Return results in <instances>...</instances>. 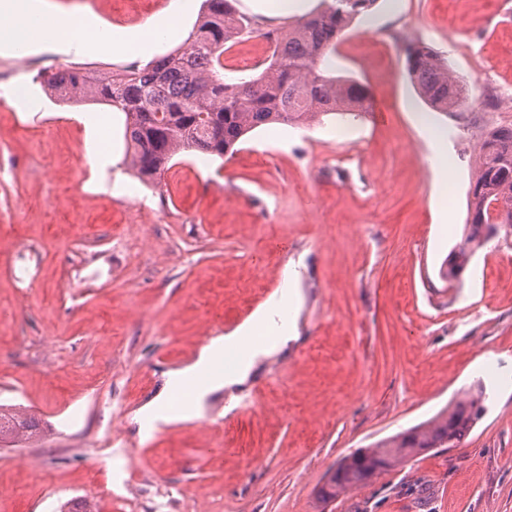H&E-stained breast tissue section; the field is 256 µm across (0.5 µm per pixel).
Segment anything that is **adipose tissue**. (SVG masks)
Returning <instances> with one entry per match:
<instances>
[{"label": "adipose tissue", "mask_w": 512, "mask_h": 512, "mask_svg": "<svg viewBox=\"0 0 512 512\" xmlns=\"http://www.w3.org/2000/svg\"><path fill=\"white\" fill-rule=\"evenodd\" d=\"M197 2L171 0L149 24L116 27L90 42L85 35L95 28L93 19L83 16L61 19L36 0H7L17 21L12 29L0 30V55L36 53L52 47L66 53L98 51L130 55L146 63L163 43L188 37L190 30L185 21L195 13ZM295 277V271H286L285 288L274 293L251 321L231 334L212 340L201 349L193 364L170 375L166 394L171 397L180 393L187 397V410L177 413L163 403L144 410L140 425L145 435H152L170 422L201 416L212 393L244 382L259 357L288 341L293 328L283 314L296 302L297 294L292 287Z\"/></svg>", "instance_id": "ef3b65f1"}]
</instances>
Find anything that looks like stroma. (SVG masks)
I'll use <instances>...</instances> for the list:
<instances>
[{"label": "stroma", "instance_id": "1", "mask_svg": "<svg viewBox=\"0 0 512 512\" xmlns=\"http://www.w3.org/2000/svg\"><path fill=\"white\" fill-rule=\"evenodd\" d=\"M169 0H47L101 27L143 24ZM500 0H376L336 54L390 115L263 126L232 154L176 157L152 183L125 158L124 116L64 103L40 80L132 57L45 50L0 56V84L41 111L0 105V403L45 429L0 448V512H512V236L461 280L476 145L512 125V14ZM436 49L480 103L444 113L413 89L406 45ZM106 118L100 142L75 120ZM114 151L93 178L87 161ZM122 176L123 197L101 191ZM143 235L120 237L119 214ZM296 266L295 335L203 417L142 439L137 416L169 372L240 325ZM484 387L463 443L406 460L320 507L341 458Z\"/></svg>", "mask_w": 512, "mask_h": 512}]
</instances>
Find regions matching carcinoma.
Segmentation results:
<instances>
[{
    "label": "carcinoma",
    "instance_id": "obj_1",
    "mask_svg": "<svg viewBox=\"0 0 512 512\" xmlns=\"http://www.w3.org/2000/svg\"><path fill=\"white\" fill-rule=\"evenodd\" d=\"M206 10L183 45L136 65L89 77L58 71L46 86L66 102L91 101L124 115L131 165L145 182L169 169L183 152L222 158L248 133L272 123L305 124L319 115H356L369 109L370 93L357 81L334 75L337 48L350 24L376 0H320L310 15L264 30L237 13L236 0H205ZM260 35L272 46L267 65L248 79H224V53L244 37ZM408 76L434 110L458 112L476 100L432 47L406 48ZM478 170L468 204L472 223L446 262L444 277L457 280L486 236L479 225L512 224V127H494L478 143ZM485 392L445 409L429 422L343 457L318 491L327 504L365 486L409 457L459 444L484 410ZM36 425L0 405V444L29 440Z\"/></svg>",
    "mask_w": 512,
    "mask_h": 512
}]
</instances>
